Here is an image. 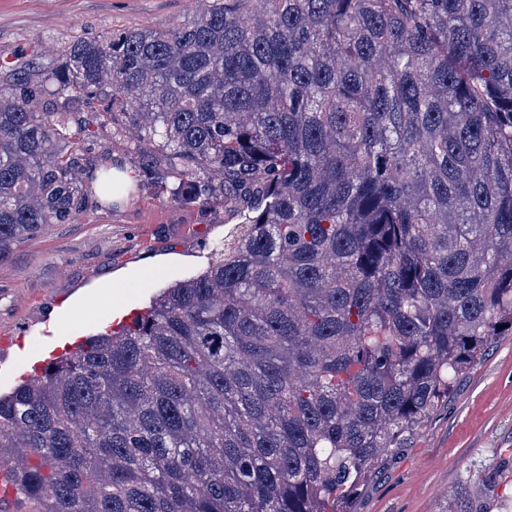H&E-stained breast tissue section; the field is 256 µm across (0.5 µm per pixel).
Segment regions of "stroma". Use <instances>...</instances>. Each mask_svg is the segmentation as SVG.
Listing matches in <instances>:
<instances>
[{
  "mask_svg": "<svg viewBox=\"0 0 512 512\" xmlns=\"http://www.w3.org/2000/svg\"><path fill=\"white\" fill-rule=\"evenodd\" d=\"M202 0H0V67L49 64L44 46L63 49L81 37L106 39L133 25L172 29L193 19ZM98 103L79 118L97 139ZM115 113L113 138L97 139L82 164L88 174L120 165L138 178L118 202L99 193L79 220L52 224L19 243L0 263V392H10L39 362L71 349L148 307L173 282L203 271L243 223L217 198L180 204L176 179L160 159H139ZM512 336L495 339L439 409L404 448L379 463L362 484L352 512H441L462 478L503 466L493 512H512Z\"/></svg>",
  "mask_w": 512,
  "mask_h": 512,
  "instance_id": "obj_1",
  "label": "stroma"
}]
</instances>
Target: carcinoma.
<instances>
[{"mask_svg":"<svg viewBox=\"0 0 512 512\" xmlns=\"http://www.w3.org/2000/svg\"><path fill=\"white\" fill-rule=\"evenodd\" d=\"M94 100L176 201L222 194L245 222L0 394L19 512H350L512 335V0H210L75 40L0 93V262L86 211L72 124ZM124 189L105 170L101 194ZM499 477L448 512H491Z\"/></svg>","mask_w":512,"mask_h":512,"instance_id":"obj_1","label":"carcinoma"}]
</instances>
